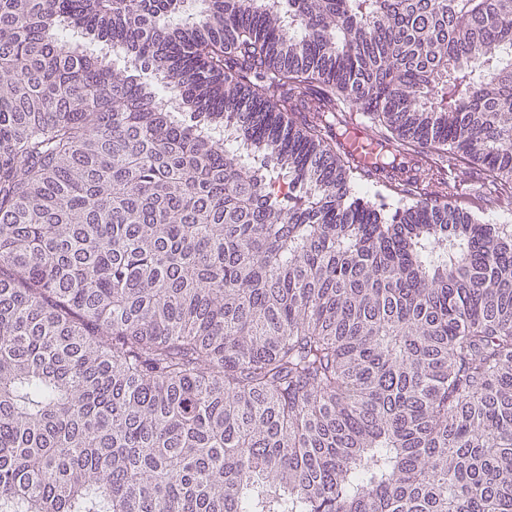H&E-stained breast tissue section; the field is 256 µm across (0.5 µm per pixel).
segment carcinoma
I'll use <instances>...</instances> for the list:
<instances>
[{
    "instance_id": "carcinoma-1",
    "label": "carcinoma",
    "mask_w": 512,
    "mask_h": 512,
    "mask_svg": "<svg viewBox=\"0 0 512 512\" xmlns=\"http://www.w3.org/2000/svg\"><path fill=\"white\" fill-rule=\"evenodd\" d=\"M507 48L512 0H0V512H512V225L445 178L512 205ZM452 176H456V180L462 184V190L453 200L458 206L470 211L486 224L512 225V208L498 200L477 168L460 166Z\"/></svg>"
}]
</instances>
